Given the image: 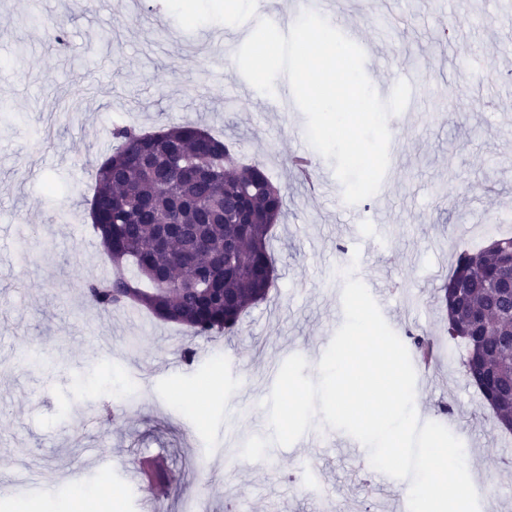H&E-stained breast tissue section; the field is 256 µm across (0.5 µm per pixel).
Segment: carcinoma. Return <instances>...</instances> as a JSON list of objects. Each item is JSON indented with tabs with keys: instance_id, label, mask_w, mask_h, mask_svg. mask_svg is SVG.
Instances as JSON below:
<instances>
[{
	"instance_id": "carcinoma-1",
	"label": "carcinoma",
	"mask_w": 512,
	"mask_h": 512,
	"mask_svg": "<svg viewBox=\"0 0 512 512\" xmlns=\"http://www.w3.org/2000/svg\"><path fill=\"white\" fill-rule=\"evenodd\" d=\"M117 145L94 174L91 211L113 275L86 283L101 310L137 305L195 337L231 336L275 285L270 239L285 196L258 165L235 164L228 143L191 123L154 133L116 127ZM178 234L160 243L163 225ZM512 236L460 252L438 288L448 332L466 348L464 372L498 423L512 430ZM166 499L180 479L157 474Z\"/></svg>"
}]
</instances>
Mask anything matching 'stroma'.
<instances>
[{
    "instance_id": "stroma-1",
    "label": "stroma",
    "mask_w": 512,
    "mask_h": 512,
    "mask_svg": "<svg viewBox=\"0 0 512 512\" xmlns=\"http://www.w3.org/2000/svg\"><path fill=\"white\" fill-rule=\"evenodd\" d=\"M343 23L370 27L365 72L381 99L398 81L411 94L390 117L393 171L376 195L343 200L333 164L316 156L315 191L290 158L306 135L296 103L274 107L240 73L241 38L215 44L217 23L188 31L164 0H0V512H141L145 490L124 473L142 461L181 470L168 512L191 496L203 512H396L408 486L354 460L345 432L314 428L270 446L262 461L243 443L269 435L264 400L282 363L316 369L344 320L339 270L392 289L385 320L398 337L438 339L416 372L415 406L439 418L449 405L479 492V512H512V432L486 408L447 333L435 289L461 250L497 236L485 213L512 225V10L504 0H337ZM398 18L392 37L373 30ZM486 51L491 70L459 62ZM193 122L234 146L285 190L271 249L276 287L237 332L189 340L183 326L84 296L110 264L89 215L94 167L112 130L146 133ZM193 344L194 362L181 347ZM313 462L324 488L293 475ZM25 480L50 487L26 493Z\"/></svg>"
}]
</instances>
